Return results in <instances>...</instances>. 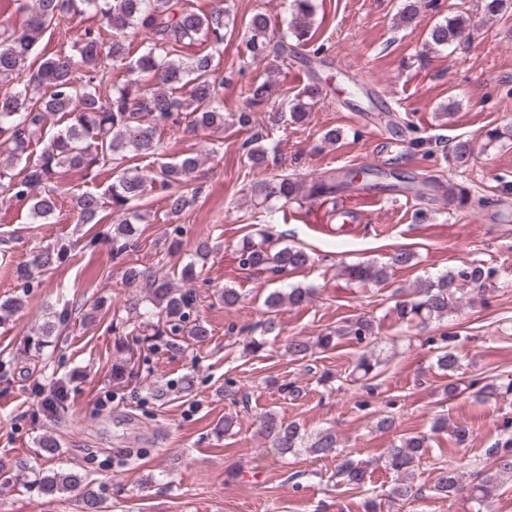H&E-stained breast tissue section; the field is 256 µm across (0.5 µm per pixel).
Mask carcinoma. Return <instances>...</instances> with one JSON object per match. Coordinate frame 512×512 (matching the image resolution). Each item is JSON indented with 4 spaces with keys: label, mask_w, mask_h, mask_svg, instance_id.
<instances>
[{
    "label": "carcinoma",
    "mask_w": 512,
    "mask_h": 512,
    "mask_svg": "<svg viewBox=\"0 0 512 512\" xmlns=\"http://www.w3.org/2000/svg\"><path fill=\"white\" fill-rule=\"evenodd\" d=\"M289 7L293 21L289 36L279 41L278 50L288 55V37L299 43L311 39L310 19L314 15V0H291ZM88 11L102 16L103 28H86L77 37L73 53H59L41 57L35 47L52 28L72 23ZM223 0L202 9L193 0H35L22 29L0 24V187L19 199L30 202V214L36 221L47 222L55 213L62 193L56 175L62 168L92 170L113 166L118 171L104 196L96 191L83 190L72 194L73 210L79 224H104L106 208L119 216L112 225V252L122 255L137 232V225L146 221L142 202L148 187L155 185L166 192V210L178 215L187 209L189 199L181 189L186 179L196 173L200 161L186 155L177 162L163 164L151 174L124 167L131 158H147L159 154L160 136L188 120L191 130H218L224 128V97L220 92L224 80L214 74L212 55L203 46L224 43ZM270 18L264 12L254 13L247 22L249 36L243 40L241 54L259 61L270 52L267 31ZM142 29L148 33L149 47L137 58H130L125 33ZM466 29L461 15L435 22L427 32L425 45L448 47L458 42ZM112 63L127 66L129 78L118 81L112 76ZM270 81H254L244 91L243 106L232 113L237 124L246 128L252 123L251 108L268 103ZM320 94L319 86L309 84L302 89L289 113L268 112V122L276 126L288 120L297 123L307 115L308 101ZM62 114L68 124L55 135H48L50 117ZM263 136L256 134L244 143L247 166L252 170L267 168L268 149ZM41 147L39 154L31 151ZM23 164L17 174L9 169ZM351 182L336 181V174L322 176L308 184L286 175H275L255 182L251 187L259 205L271 201L285 203L303 196L316 199L333 195ZM65 258L64 248L46 247L38 250L15 270L20 288H37L40 277ZM308 253L284 246L275 249L260 243L246 242L240 249L239 265L247 270L272 273L287 272L306 267ZM197 263L189 262L181 272L185 288H176L164 277L146 274L136 266L125 268L126 284H140L147 288V301L153 307L150 315L156 323H148L158 336L188 335L197 340L208 335L201 324L188 325L190 312L196 303L195 289L188 287L196 279ZM348 280L359 285L380 284L387 280L388 271L375 264H357L346 268ZM491 270L482 264H471L457 272H448L435 279H424L414 287V298L396 303L398 320L409 323L441 320L457 305L458 293L468 288L486 291ZM313 289L296 286L283 292H270L264 305L271 313L283 303L299 307L311 299ZM349 333L360 342H371L376 335L369 318L357 320ZM437 365L453 376L460 367V356L455 351L456 336L439 337ZM312 345L293 337L288 341V354L303 360L310 355ZM512 395V379L506 382L483 384L475 398H506ZM437 430H447L457 444H464L470 428L464 422L449 425L448 421L435 423ZM262 431L272 451L285 455L306 448L319 457L337 454L336 435L330 430L307 438L293 422L285 423L269 413L262 420ZM427 448L424 437L410 436L388 449L383 457L384 468L400 475H409ZM496 458L488 470L476 472L469 487H464L463 476L448 467L437 477L435 489L448 496L467 489L470 500L482 505L494 499L500 488L512 483V421L502 424L501 433L491 448ZM375 461L345 459L338 465V473L347 484L363 487L371 479ZM86 476L78 471H57L45 477L41 490L45 495L69 493L80 489Z\"/></svg>",
    "instance_id": "obj_1"
}]
</instances>
